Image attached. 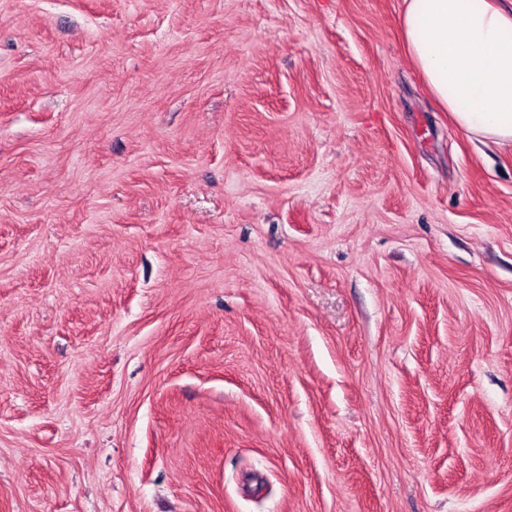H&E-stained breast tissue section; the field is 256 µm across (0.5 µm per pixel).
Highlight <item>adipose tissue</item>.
Returning <instances> with one entry per match:
<instances>
[{
	"label": "adipose tissue",
	"mask_w": 512,
	"mask_h": 512,
	"mask_svg": "<svg viewBox=\"0 0 512 512\" xmlns=\"http://www.w3.org/2000/svg\"><path fill=\"white\" fill-rule=\"evenodd\" d=\"M401 24L415 65L455 123L512 142V11L495 0H404Z\"/></svg>",
	"instance_id": "adipose-tissue-1"
}]
</instances>
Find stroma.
<instances>
[{
	"label": "stroma",
	"mask_w": 512,
	"mask_h": 512,
	"mask_svg": "<svg viewBox=\"0 0 512 512\" xmlns=\"http://www.w3.org/2000/svg\"><path fill=\"white\" fill-rule=\"evenodd\" d=\"M403 0H0V512H512V144Z\"/></svg>",
	"instance_id": "obj_1"
}]
</instances>
